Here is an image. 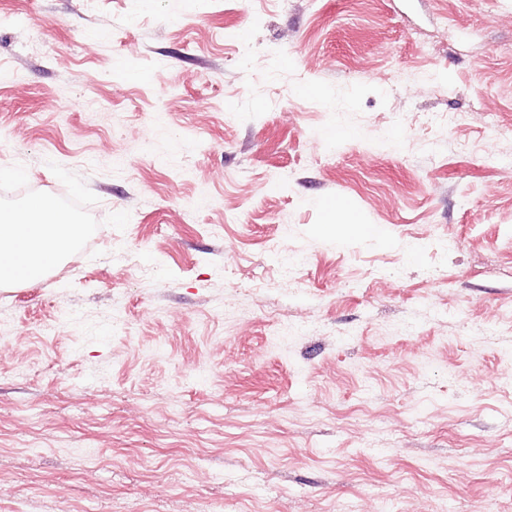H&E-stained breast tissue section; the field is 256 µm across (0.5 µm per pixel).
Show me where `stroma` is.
Here are the masks:
<instances>
[{
    "label": "stroma",
    "mask_w": 512,
    "mask_h": 512,
    "mask_svg": "<svg viewBox=\"0 0 512 512\" xmlns=\"http://www.w3.org/2000/svg\"><path fill=\"white\" fill-rule=\"evenodd\" d=\"M20 177L0 512H512V0H0ZM0 211V285H21L39 279L50 266L71 254L81 225L43 200Z\"/></svg>",
    "instance_id": "1"
}]
</instances>
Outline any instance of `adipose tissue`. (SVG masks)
I'll return each mask as SVG.
<instances>
[{"label":"adipose tissue","mask_w":512,"mask_h":512,"mask_svg":"<svg viewBox=\"0 0 512 512\" xmlns=\"http://www.w3.org/2000/svg\"><path fill=\"white\" fill-rule=\"evenodd\" d=\"M80 234L69 215L41 200L9 211L0 220V285L39 279L74 251Z\"/></svg>","instance_id":"1"}]
</instances>
